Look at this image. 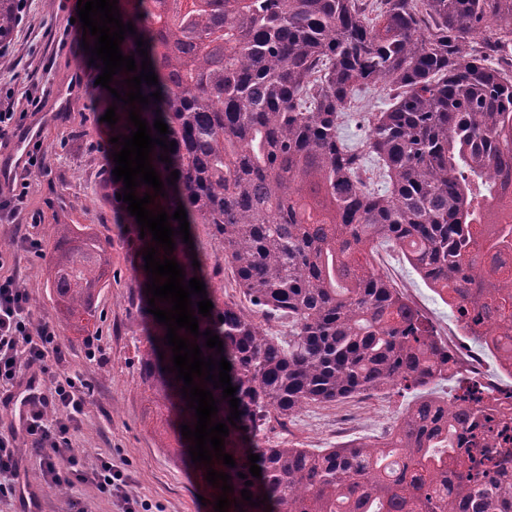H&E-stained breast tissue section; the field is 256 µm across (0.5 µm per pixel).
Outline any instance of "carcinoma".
Here are the masks:
<instances>
[{
	"label": "carcinoma",
	"mask_w": 512,
	"mask_h": 512,
	"mask_svg": "<svg viewBox=\"0 0 512 512\" xmlns=\"http://www.w3.org/2000/svg\"><path fill=\"white\" fill-rule=\"evenodd\" d=\"M133 24L120 48L137 55L147 41L160 102L141 109L148 126L167 124L172 163L150 164L165 196L147 209L171 215L183 205L189 226L208 224L237 288L251 305L219 304L205 263L193 267L181 236L169 256L185 280L204 281L205 337L178 335L204 356L231 364L242 411L224 452L236 467L229 501L245 512H512L500 462L465 451L462 435L485 416L477 384L445 353L426 315L370 262L382 244L399 248L421 280L450 307L469 338L512 361V70L494 65L512 45V0H119ZM18 0H0V42L17 22ZM499 21L497 37H484ZM388 90V108L364 115L361 146L341 137L363 88ZM161 113H156V110ZM382 170L384 187L364 179ZM179 171L175 185L167 177ZM116 224H137L112 198ZM137 239L135 273L155 245ZM111 264L106 245L57 225L47 287L65 316L96 319ZM288 321V335L270 332ZM142 383L166 428L194 426L183 381L172 365L167 326L147 314ZM164 356H159V353ZM459 376L448 400L422 397L393 430L372 443L310 450L270 448L271 421L286 426L302 408L429 387ZM259 455L261 477L248 455ZM253 482L245 487L238 473ZM268 497L258 507L242 501Z\"/></svg>",
	"instance_id": "obj_1"
}]
</instances>
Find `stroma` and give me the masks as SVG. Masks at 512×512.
I'll use <instances>...</instances> for the list:
<instances>
[{"label": "stroma", "instance_id": "35a3bbf8", "mask_svg": "<svg viewBox=\"0 0 512 512\" xmlns=\"http://www.w3.org/2000/svg\"><path fill=\"white\" fill-rule=\"evenodd\" d=\"M77 2L25 0L4 55L10 67L0 70V109L21 113L24 128L42 123L45 114L51 120L43 123L41 137L47 150L45 170L35 180L28 170L18 171V179L28 182V195L18 207L0 210V239L10 243L0 250V277H16L37 298L34 316L50 320L67 344L65 360L52 364V371L84 377L92 386L71 432L75 452L89 450L124 468L134 493L150 504L151 512H213L200 501L203 488L197 473L161 449L157 429L164 416L142 384L139 351L145 313L133 272L134 236L112 220V171L97 148L99 141L112 136L102 120L112 95L97 85L99 70L90 65L82 36L72 24ZM60 224L80 225L110 246L112 265L97 299L99 320L85 330L59 311L46 286L47 254ZM24 235L42 243L43 256L20 247ZM193 236L208 265L219 270L212 281L216 300L243 303L211 227L194 225ZM374 264L422 310L438 334L460 332L448 305L426 287L400 249L380 247ZM90 341L100 349L93 359L86 354ZM418 397L414 390H389L364 399L310 405L287 426L270 423L266 442H289L315 451L350 441L370 443L386 436ZM39 471L38 457L24 454L21 483L24 493L34 495L36 512H71L76 501L88 512H120L114 499L90 483L70 489L64 498L49 494L30 480Z\"/></svg>", "mask_w": 512, "mask_h": 512}]
</instances>
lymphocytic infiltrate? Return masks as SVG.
Segmentation results:
<instances>
[{"label": "lymphocytic infiltrate", "instance_id": "f902f5d3", "mask_svg": "<svg viewBox=\"0 0 512 512\" xmlns=\"http://www.w3.org/2000/svg\"><path fill=\"white\" fill-rule=\"evenodd\" d=\"M66 353L54 326L34 317L28 291L12 277L0 278V402L12 400L21 369H30L31 384L41 387L19 415L21 438L0 437V499L16 495L22 454L28 451L39 456L45 482L71 487L89 482L120 499L122 512H149L111 458H99L89 468L75 454L70 430L88 403L90 387L82 377L50 372L49 361H62Z\"/></svg>", "mask_w": 512, "mask_h": 512}]
</instances>
